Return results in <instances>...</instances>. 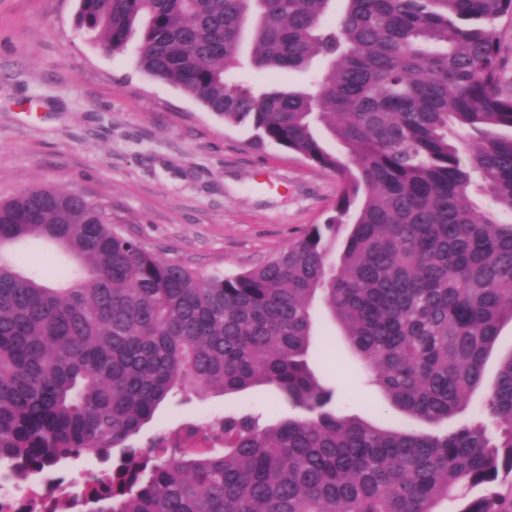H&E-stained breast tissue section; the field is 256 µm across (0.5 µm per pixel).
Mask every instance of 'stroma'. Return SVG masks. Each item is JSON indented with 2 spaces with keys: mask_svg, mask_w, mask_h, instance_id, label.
<instances>
[{
  "mask_svg": "<svg viewBox=\"0 0 512 512\" xmlns=\"http://www.w3.org/2000/svg\"><path fill=\"white\" fill-rule=\"evenodd\" d=\"M78 0H0V198L63 188L104 205L117 231L205 275L260 266L323 223L336 203L331 172L225 125L195 98L140 70L135 47L107 54L77 26ZM321 60L242 87L306 88ZM311 365L336 382L341 413L393 428L421 421L389 410L367 385L340 327L317 316ZM232 396L158 409L153 428L205 421Z\"/></svg>",
  "mask_w": 512,
  "mask_h": 512,
  "instance_id": "35a3bbf8",
  "label": "stroma"
}]
</instances>
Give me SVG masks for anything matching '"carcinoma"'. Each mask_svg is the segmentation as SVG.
Segmentation results:
<instances>
[{
  "label": "carcinoma",
  "instance_id": "obj_1",
  "mask_svg": "<svg viewBox=\"0 0 512 512\" xmlns=\"http://www.w3.org/2000/svg\"><path fill=\"white\" fill-rule=\"evenodd\" d=\"M80 0L109 53L224 124L336 174L333 214L263 265L204 276L157 257L74 192L0 199V464L21 473L119 449L93 512H512V93L497 27L512 0ZM325 62L308 89L253 92L230 71ZM480 134L472 145L462 135ZM339 265L331 263L342 227ZM67 258L26 269L12 249ZM321 305L390 408L432 433L340 413L310 366ZM274 389L303 415L224 412L150 429L189 393ZM209 430L208 448H182ZM142 445L128 444L132 438ZM512 349V322L505 321L501 327L498 343L487 361L486 380L491 382L497 372L500 359L507 355Z\"/></svg>",
  "mask_w": 512,
  "mask_h": 512
}]
</instances>
